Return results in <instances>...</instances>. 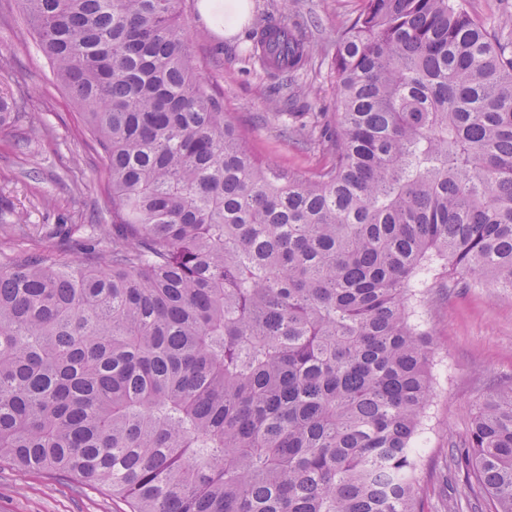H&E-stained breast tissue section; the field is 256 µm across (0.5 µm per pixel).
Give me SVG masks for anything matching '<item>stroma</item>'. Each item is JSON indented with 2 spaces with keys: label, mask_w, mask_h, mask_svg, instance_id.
<instances>
[{
  "label": "stroma",
  "mask_w": 512,
  "mask_h": 512,
  "mask_svg": "<svg viewBox=\"0 0 512 512\" xmlns=\"http://www.w3.org/2000/svg\"><path fill=\"white\" fill-rule=\"evenodd\" d=\"M199 0H183L181 24L199 72L260 162L313 177L330 160L308 136L293 133L296 112L336 110L331 69L336 36L359 13L362 0H292L288 16L313 46L305 71L280 85L249 59L250 31L281 0H250L234 35L208 22ZM0 91L21 96L26 116L0 127V225L21 224L23 237L0 238V263L41 249L46 230L62 224H108L112 187L85 132L79 109L56 82L40 40L17 0H0ZM25 140L16 148L17 140ZM429 284L409 299L412 320L431 341L433 396L420 429L423 512H497L472 491L451 461L467 442L472 416L490 392L512 384V291L458 288L444 261H434ZM0 512H129L100 488L47 472L0 467Z\"/></svg>",
  "instance_id": "obj_1"
}]
</instances>
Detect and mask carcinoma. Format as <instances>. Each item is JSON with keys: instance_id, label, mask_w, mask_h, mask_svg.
I'll return each instance as SVG.
<instances>
[{"instance_id": "cac0c4a2", "label": "carcinoma", "mask_w": 512, "mask_h": 512, "mask_svg": "<svg viewBox=\"0 0 512 512\" xmlns=\"http://www.w3.org/2000/svg\"><path fill=\"white\" fill-rule=\"evenodd\" d=\"M112 184V237L0 266V465L131 512H419L431 397L408 295L442 259L512 288V32L460 0H363L337 36L332 163L263 166L207 81L182 0H18ZM250 59L293 77L281 13ZM22 105L0 92V126ZM469 485L512 512V386Z\"/></svg>"}]
</instances>
